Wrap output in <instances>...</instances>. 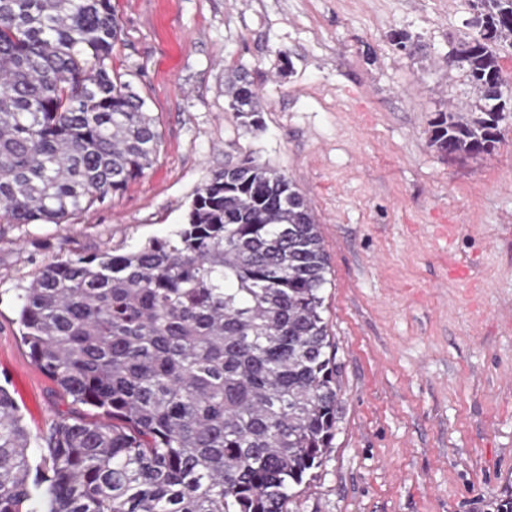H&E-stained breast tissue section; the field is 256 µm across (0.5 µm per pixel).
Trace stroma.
<instances>
[{
  "label": "stroma",
  "mask_w": 512,
  "mask_h": 512,
  "mask_svg": "<svg viewBox=\"0 0 512 512\" xmlns=\"http://www.w3.org/2000/svg\"><path fill=\"white\" fill-rule=\"evenodd\" d=\"M112 5L109 65L161 143L142 177L63 223H0V387L31 433L96 412L34 362L18 286L73 254L171 236L196 189L250 157L309 198L330 261L336 431L287 512H496L512 498V128L463 160L430 145L438 113L473 103L452 62L471 0ZM240 66L262 98L257 128L224 95Z\"/></svg>",
  "instance_id": "1"
}]
</instances>
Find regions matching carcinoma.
I'll return each mask as SVG.
<instances>
[{"label":"carcinoma","instance_id":"cac0c4a2","mask_svg":"<svg viewBox=\"0 0 512 512\" xmlns=\"http://www.w3.org/2000/svg\"><path fill=\"white\" fill-rule=\"evenodd\" d=\"M498 41L455 62L475 104L442 112L430 144L480 154L503 138L512 101L499 44L512 0H473ZM112 0H0V218L60 224L120 193L156 160L157 118L108 60ZM500 76L491 97L477 74ZM240 117L262 111L228 70ZM329 258L310 202L246 158L196 192L172 238L126 253L51 262L20 288L36 364L94 421L57 420L37 464L0 386V512H286L319 468L338 413L323 317ZM46 487L31 478L41 469Z\"/></svg>","mask_w":512,"mask_h":512}]
</instances>
